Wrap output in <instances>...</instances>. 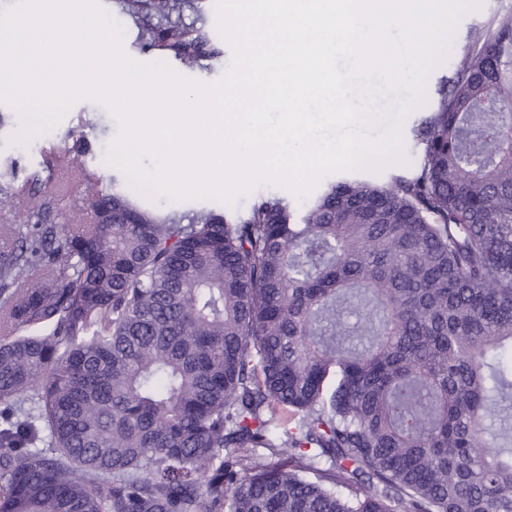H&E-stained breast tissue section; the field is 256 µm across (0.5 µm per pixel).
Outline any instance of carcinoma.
Returning a JSON list of instances; mask_svg holds the SVG:
<instances>
[{
  "instance_id": "cac0c4a2",
  "label": "carcinoma",
  "mask_w": 512,
  "mask_h": 512,
  "mask_svg": "<svg viewBox=\"0 0 512 512\" xmlns=\"http://www.w3.org/2000/svg\"><path fill=\"white\" fill-rule=\"evenodd\" d=\"M124 0L159 62L215 53ZM409 176L96 222L0 167V512H512V11L451 61Z\"/></svg>"
}]
</instances>
